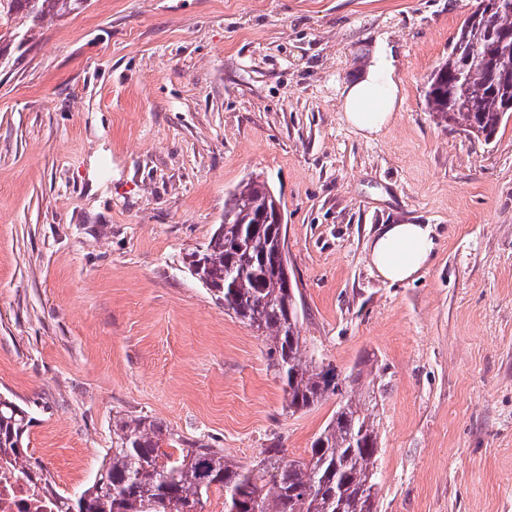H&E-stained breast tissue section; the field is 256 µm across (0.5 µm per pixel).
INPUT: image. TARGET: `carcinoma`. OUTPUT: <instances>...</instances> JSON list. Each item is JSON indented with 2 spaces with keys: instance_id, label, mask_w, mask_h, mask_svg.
<instances>
[{
  "instance_id": "cac0c4a2",
  "label": "carcinoma",
  "mask_w": 512,
  "mask_h": 512,
  "mask_svg": "<svg viewBox=\"0 0 512 512\" xmlns=\"http://www.w3.org/2000/svg\"><path fill=\"white\" fill-rule=\"evenodd\" d=\"M86 0H0L1 45L25 39L47 17H63ZM492 48L487 59L471 48ZM426 109L468 135L492 140L512 114V10L487 14L475 0L453 38L448 56L430 73ZM267 182L249 177L230 192L228 220L209 241L186 256L192 276L224 310L269 342V357L291 413L346 393L312 441L309 458L288 460L273 445L250 467L224 456L203 436L188 438L148 416L112 417V448L86 488L55 490L41 461L28 454L24 437L31 418L11 397L0 395V455L21 476L58 501L60 512H202L217 491L224 512H377L375 462L380 440L370 412L371 394L361 374L336 382L335 369L306 356L296 294L277 260L286 225L272 220Z\"/></svg>"
}]
</instances>
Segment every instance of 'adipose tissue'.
Masks as SVG:
<instances>
[{
    "label": "adipose tissue",
    "instance_id": "1",
    "mask_svg": "<svg viewBox=\"0 0 512 512\" xmlns=\"http://www.w3.org/2000/svg\"><path fill=\"white\" fill-rule=\"evenodd\" d=\"M393 58L378 46L369 64L345 87V119L363 137L379 134L390 123L398 101ZM437 243L430 225L384 224L371 239L368 250L372 265L386 281L415 279L427 268Z\"/></svg>",
    "mask_w": 512,
    "mask_h": 512
}]
</instances>
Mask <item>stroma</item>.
Segmentation results:
<instances>
[{"mask_svg":"<svg viewBox=\"0 0 512 512\" xmlns=\"http://www.w3.org/2000/svg\"><path fill=\"white\" fill-rule=\"evenodd\" d=\"M474 0H87L0 59V394L58 490L112 418L148 415L249 466L308 457L336 409L288 414L264 337L186 253L261 175L283 202L307 351L374 385L378 512H512V120L438 123L429 72ZM400 104L371 140L341 92L379 43ZM433 264L379 279L383 224ZM436 247L428 224H383L371 239L368 254L379 275L397 283L414 280L431 264Z\"/></svg>","mask_w":512,"mask_h":512,"instance_id":"obj_1","label":"stroma"}]
</instances>
